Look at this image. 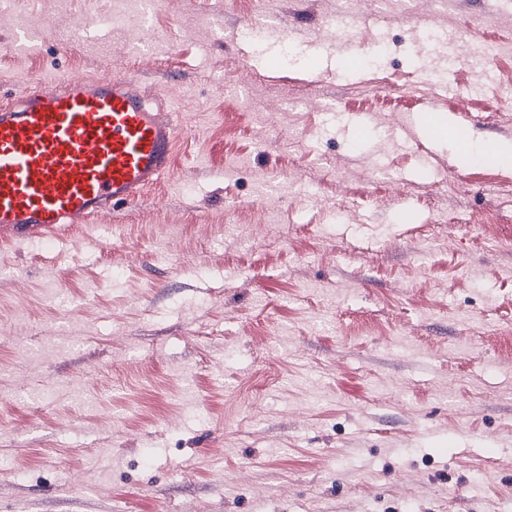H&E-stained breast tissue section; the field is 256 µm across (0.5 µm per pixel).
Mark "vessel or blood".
I'll return each instance as SVG.
<instances>
[{
  "mask_svg": "<svg viewBox=\"0 0 512 512\" xmlns=\"http://www.w3.org/2000/svg\"><path fill=\"white\" fill-rule=\"evenodd\" d=\"M181 129L132 74L20 87L0 102V241L46 244L135 206L169 174Z\"/></svg>",
  "mask_w": 512,
  "mask_h": 512,
  "instance_id": "vessel-or-blood-1",
  "label": "vessel or blood"
}]
</instances>
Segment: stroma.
<instances>
[{
    "label": "stroma",
    "mask_w": 512,
    "mask_h": 512,
    "mask_svg": "<svg viewBox=\"0 0 512 512\" xmlns=\"http://www.w3.org/2000/svg\"><path fill=\"white\" fill-rule=\"evenodd\" d=\"M141 10L0 0V93L132 73L182 115L138 206L0 248V512H512V166L413 124L512 143V0Z\"/></svg>",
    "instance_id": "stroma-1"
}]
</instances>
